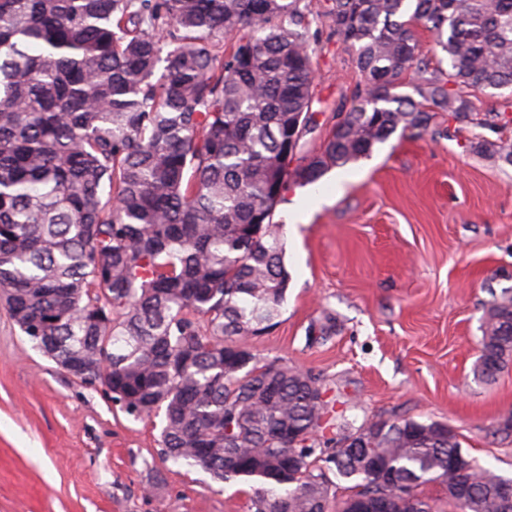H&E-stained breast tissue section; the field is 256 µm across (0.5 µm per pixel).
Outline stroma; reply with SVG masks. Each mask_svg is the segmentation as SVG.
Here are the masks:
<instances>
[{
  "instance_id": "1",
  "label": "stroma",
  "mask_w": 512,
  "mask_h": 512,
  "mask_svg": "<svg viewBox=\"0 0 512 512\" xmlns=\"http://www.w3.org/2000/svg\"><path fill=\"white\" fill-rule=\"evenodd\" d=\"M325 7L314 0L308 17L319 143L360 80ZM473 104L474 123L455 136L435 113L428 131L395 133L288 192L274 220L291 282L275 325L250 345L321 375L349 418L448 423L466 456L512 477V437L497 433L512 413V365L490 384L473 373L488 287L512 268V165L466 148L476 137L512 141V92ZM315 195L289 223V205ZM328 316L336 331L323 340ZM161 428L69 377L0 307V512H248V484L162 461Z\"/></svg>"
}]
</instances>
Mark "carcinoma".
<instances>
[{
	"label": "carcinoma",
	"mask_w": 512,
	"mask_h": 512,
	"mask_svg": "<svg viewBox=\"0 0 512 512\" xmlns=\"http://www.w3.org/2000/svg\"><path fill=\"white\" fill-rule=\"evenodd\" d=\"M310 12L0 0V300L67 374L136 420L163 413L164 461L251 484L250 512H349L360 487L386 512H435L428 484L456 512H512L506 477L447 424H358L320 376L245 342L286 298L274 214L288 191L427 130L434 112L473 123L471 96L512 88V0H329L361 81L316 150ZM416 23L448 62L417 100L395 93L428 69ZM467 148L512 165L511 143ZM479 330L474 374L489 382L512 362V286L491 292Z\"/></svg>",
	"instance_id": "carcinoma-1"
}]
</instances>
